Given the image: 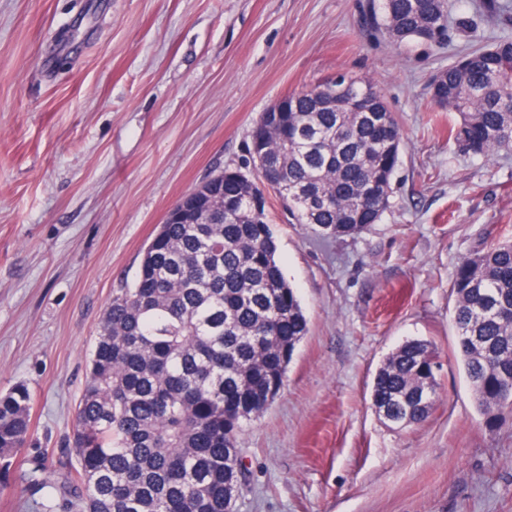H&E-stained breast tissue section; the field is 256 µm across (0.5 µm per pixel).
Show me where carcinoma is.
I'll return each instance as SVG.
<instances>
[{
	"label": "carcinoma",
	"mask_w": 512,
	"mask_h": 512,
	"mask_svg": "<svg viewBox=\"0 0 512 512\" xmlns=\"http://www.w3.org/2000/svg\"><path fill=\"white\" fill-rule=\"evenodd\" d=\"M363 20L395 44L448 40V0H367ZM339 78L334 95L318 83L262 112L248 144L256 174L228 167L195 186L209 223L165 219L132 285L112 294L70 442L77 467L50 481L45 454L22 459L42 512H232L245 480L238 436L277 396L309 332L277 261L265 192L324 239L361 234L390 203L401 125L369 82ZM430 94L460 114L449 136L467 152L512 150V39L463 50ZM452 293L457 359L493 422L505 411L499 386L512 381V242L463 259ZM437 371L430 343L404 341L374 374L372 407L398 426L423 421ZM31 400L23 385L0 393L6 466L28 445Z\"/></svg>",
	"instance_id": "obj_1"
}]
</instances>
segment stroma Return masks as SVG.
I'll use <instances>...</instances> for the list:
<instances>
[{"label":"stroma","instance_id":"35a3bbf8","mask_svg":"<svg viewBox=\"0 0 512 512\" xmlns=\"http://www.w3.org/2000/svg\"><path fill=\"white\" fill-rule=\"evenodd\" d=\"M366 0H0V391L31 393L28 453L46 476L69 438L113 292L132 285L171 205L214 170L253 169L254 122L345 73L403 126L388 209L325 240L271 199L277 258L309 319L275 401L239 438L235 512H512V414L488 424L454 356L459 262L512 240V151L448 137L428 85L470 45L395 46ZM431 343L440 398L397 428L373 376L403 341ZM0 512H41L0 469Z\"/></svg>","mask_w":512,"mask_h":512}]
</instances>
